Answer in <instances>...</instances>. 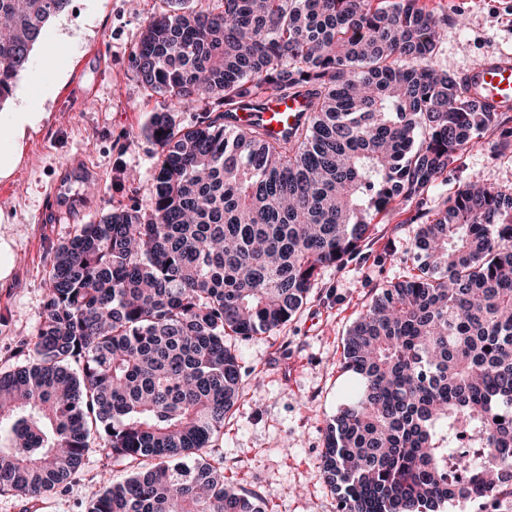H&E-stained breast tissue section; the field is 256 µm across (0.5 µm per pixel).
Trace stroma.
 <instances>
[{
  "mask_svg": "<svg viewBox=\"0 0 512 512\" xmlns=\"http://www.w3.org/2000/svg\"><path fill=\"white\" fill-rule=\"evenodd\" d=\"M447 19L437 62L465 74L489 53L512 54V0H421ZM158 0H72L45 27L7 106L45 118L0 144L12 159L0 176V246L17 258L0 280V373L28 363L22 347L37 334L56 248L81 225L145 198L159 147L146 128L165 104L140 84L131 51ZM81 31L71 42L69 30ZM134 173L135 182L125 179ZM512 191V149L500 129L474 134L460 159L423 200H395L359 251L320 273L310 299L285 325L232 342L242 392L208 450L236 489L272 490L265 512H339L319 468L325 429L356 388L343 369V338L378 288L416 273L415 241L424 211L443 208L471 176ZM67 210L57 220V210ZM136 463L116 466L91 442L65 486L42 497L37 512H87L102 479L120 481Z\"/></svg>",
  "mask_w": 512,
  "mask_h": 512,
  "instance_id": "1",
  "label": "stroma"
}]
</instances>
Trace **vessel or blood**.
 I'll return each mask as SVG.
<instances>
[{"mask_svg": "<svg viewBox=\"0 0 512 512\" xmlns=\"http://www.w3.org/2000/svg\"><path fill=\"white\" fill-rule=\"evenodd\" d=\"M472 96L489 103L497 111L512 110V56L491 54L467 74ZM311 110L307 95L272 96L257 110H241L228 118L229 126L254 130L265 139L284 141L300 128Z\"/></svg>", "mask_w": 512, "mask_h": 512, "instance_id": "obj_1", "label": "vessel or blood"}]
</instances>
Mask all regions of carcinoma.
I'll return each mask as SVG.
<instances>
[{
    "instance_id": "cac0c4a2",
    "label": "carcinoma",
    "mask_w": 512,
    "mask_h": 512,
    "mask_svg": "<svg viewBox=\"0 0 512 512\" xmlns=\"http://www.w3.org/2000/svg\"><path fill=\"white\" fill-rule=\"evenodd\" d=\"M70 0H0V111ZM132 51L160 146L141 204L54 255L31 365L0 374V492L39 501L99 439L141 469L88 512H264L205 449L240 396L229 345L288 322L396 198L424 195L501 113L440 69L419 0H160ZM313 110L286 141L224 119L265 96ZM161 135H156V132ZM419 272L344 339L359 387L326 426L341 512H439L512 491V193L473 176L422 225ZM502 421H496V418ZM471 431L468 482L445 431Z\"/></svg>"
}]
</instances>
